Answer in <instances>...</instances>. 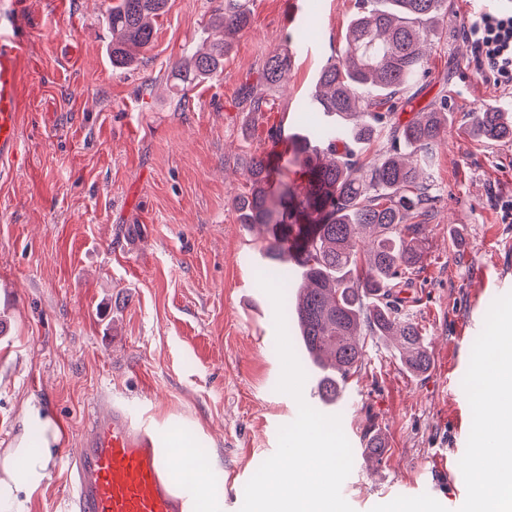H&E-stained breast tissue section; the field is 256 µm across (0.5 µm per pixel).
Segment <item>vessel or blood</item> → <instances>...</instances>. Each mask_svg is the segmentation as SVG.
Segmentation results:
<instances>
[{
  "instance_id": "b4317fda",
  "label": "vessel or blood",
  "mask_w": 512,
  "mask_h": 512,
  "mask_svg": "<svg viewBox=\"0 0 512 512\" xmlns=\"http://www.w3.org/2000/svg\"><path fill=\"white\" fill-rule=\"evenodd\" d=\"M13 17L14 0H0V175L24 158L18 115L28 58ZM164 467L126 407L95 415L79 451L67 459L70 512H184Z\"/></svg>"
}]
</instances>
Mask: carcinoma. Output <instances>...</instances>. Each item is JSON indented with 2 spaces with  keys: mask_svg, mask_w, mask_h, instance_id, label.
Returning a JSON list of instances; mask_svg holds the SVG:
<instances>
[{
  "mask_svg": "<svg viewBox=\"0 0 512 512\" xmlns=\"http://www.w3.org/2000/svg\"><path fill=\"white\" fill-rule=\"evenodd\" d=\"M167 5L111 4L112 66L127 67L152 46L154 22ZM355 8L343 52L321 68L299 105L316 113L313 134L294 136L292 163L304 181L281 178L278 192H270L273 153H254L244 164L246 191L233 202L239 223L268 233L261 251L281 268L263 273L279 278L290 267L296 274L295 300L285 319L297 325L298 347L319 400L333 405L361 369L368 336L397 341L400 362L415 374L431 365L422 327L393 296L421 259L426 225L407 220L427 215L432 206L423 168L450 120L446 94L407 121L380 108L426 74V42L448 34L451 0H356ZM250 23L248 0H224L208 23L219 36L172 66L179 99L223 72L230 36ZM291 67L288 47L269 54L257 86L246 90L250 111L272 108L271 96L286 84ZM472 134L487 142L512 140V113L484 109ZM349 138L379 148L371 156L340 149ZM289 236L296 242L291 255L282 246ZM363 443L372 459L382 461L385 445L372 428L363 433Z\"/></svg>",
  "mask_w": 512,
  "mask_h": 512,
  "instance_id": "obj_1",
  "label": "carcinoma"
}]
</instances>
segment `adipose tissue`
Returning <instances> with one entry per match:
<instances>
[{
	"instance_id": "1",
	"label": "adipose tissue",
	"mask_w": 512,
	"mask_h": 512,
	"mask_svg": "<svg viewBox=\"0 0 512 512\" xmlns=\"http://www.w3.org/2000/svg\"><path fill=\"white\" fill-rule=\"evenodd\" d=\"M492 345L501 359L494 364V386L479 388L482 445L468 467L481 488L474 512H512V333L493 336ZM20 423V434L0 450V512H29L62 444L56 419L37 401L24 403ZM152 438L169 463L167 478L187 500V512H223V502L214 498L211 487L218 460L201 452L199 436L186 434L166 417L155 425Z\"/></svg>"
}]
</instances>
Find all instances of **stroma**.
Returning <instances> with one entry per match:
<instances>
[{"label": "stroma", "mask_w": 512, "mask_h": 512, "mask_svg": "<svg viewBox=\"0 0 512 512\" xmlns=\"http://www.w3.org/2000/svg\"><path fill=\"white\" fill-rule=\"evenodd\" d=\"M220 0H169L150 50L112 65L102 0H19L29 74L22 164L0 178V449L21 432L23 400L56 416L62 455L94 411L120 404L148 422L172 415L214 448L224 512L297 416L277 391L274 307L260 288L258 229L238 223L249 154L270 129L300 132L298 104L344 47L355 0H251L223 73L172 98V64L205 36ZM482 0H453L402 119L447 95L451 120L430 171L436 196L419 272L400 298L431 352L408 372L396 343L368 341L335 413L353 454L342 495L354 512H472L480 493L463 459L482 438L484 352L512 325V141L485 143L479 112L512 113V88L482 80L466 30ZM289 43L293 67L274 108L251 113L241 89ZM486 289H479L480 277ZM385 443L381 462L362 444Z\"/></svg>", "instance_id": "35a3bbf8"}]
</instances>
